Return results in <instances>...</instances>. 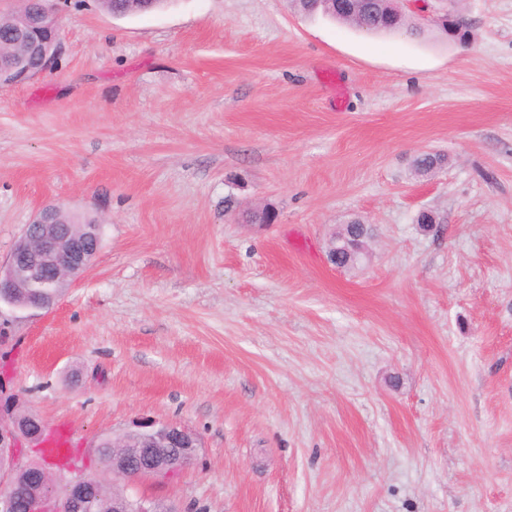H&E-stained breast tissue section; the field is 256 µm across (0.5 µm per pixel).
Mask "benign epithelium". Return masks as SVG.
<instances>
[{"label":"benign epithelium","instance_id":"obj_1","mask_svg":"<svg viewBox=\"0 0 512 512\" xmlns=\"http://www.w3.org/2000/svg\"><path fill=\"white\" fill-rule=\"evenodd\" d=\"M36 27L52 31L56 17L44 2L37 6ZM55 56H41L36 71L11 73L0 80V85L23 83L43 72L54 62ZM57 205L41 209L24 228L6 264H0V304L12 305L10 296L16 288H31L36 298L31 309H48L55 303L39 293L42 288L68 287L92 265L99 251L97 225H90L84 235L72 233L70 225L54 221ZM43 430L39 417L0 404V512H82V505L90 499L91 491L103 478L82 473L66 477L43 473L40 492L26 499L19 509L15 494L20 474L40 468L37 459L28 455L20 441L37 442ZM116 451L112 452V481L170 477L189 465L199 448L198 436L176 424L162 425L150 420L136 430L119 438H112ZM126 447L140 452L129 456L121 452Z\"/></svg>","mask_w":512,"mask_h":512}]
</instances>
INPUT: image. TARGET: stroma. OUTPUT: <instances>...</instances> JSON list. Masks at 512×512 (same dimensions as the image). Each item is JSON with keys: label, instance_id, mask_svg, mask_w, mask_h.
<instances>
[{"label": "stroma", "instance_id": "obj_1", "mask_svg": "<svg viewBox=\"0 0 512 512\" xmlns=\"http://www.w3.org/2000/svg\"><path fill=\"white\" fill-rule=\"evenodd\" d=\"M436 6L411 39L58 0L56 65L0 89V260L48 204L103 240L53 308L0 310V375L88 473L153 419L200 447L130 487L181 512H512V0H458L464 44ZM354 217L369 258L339 269ZM371 236V230L368 225L363 224L359 219L350 220L345 226L341 228L336 234V240L333 243L331 250L336 249V260L332 259L333 263L338 267H346L357 263L362 255L354 252H347L343 248L346 241L351 239V236L360 235Z\"/></svg>", "mask_w": 512, "mask_h": 512}]
</instances>
